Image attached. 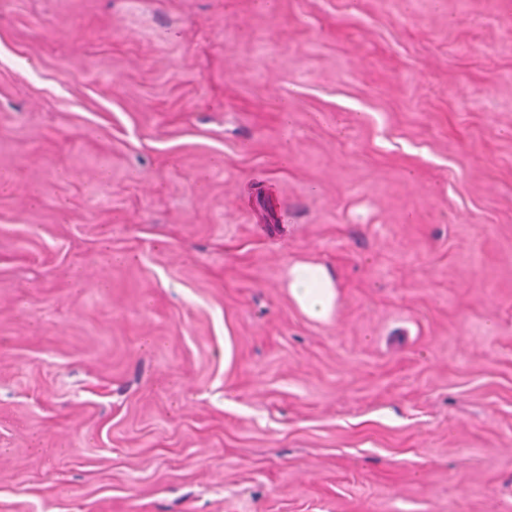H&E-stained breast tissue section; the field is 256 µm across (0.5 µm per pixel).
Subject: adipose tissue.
<instances>
[{
    "instance_id": "adipose-tissue-1",
    "label": "adipose tissue",
    "mask_w": 512,
    "mask_h": 512,
    "mask_svg": "<svg viewBox=\"0 0 512 512\" xmlns=\"http://www.w3.org/2000/svg\"><path fill=\"white\" fill-rule=\"evenodd\" d=\"M287 288L300 310L317 322L329 321L336 308V283L324 266L299 262L288 271Z\"/></svg>"
}]
</instances>
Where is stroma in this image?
<instances>
[{
  "instance_id": "35a3bbf8",
  "label": "stroma",
  "mask_w": 512,
  "mask_h": 512,
  "mask_svg": "<svg viewBox=\"0 0 512 512\" xmlns=\"http://www.w3.org/2000/svg\"><path fill=\"white\" fill-rule=\"evenodd\" d=\"M0 512H512V0H0ZM290 297L310 319L327 322L336 308V283L324 266L298 262L287 275Z\"/></svg>"
}]
</instances>
